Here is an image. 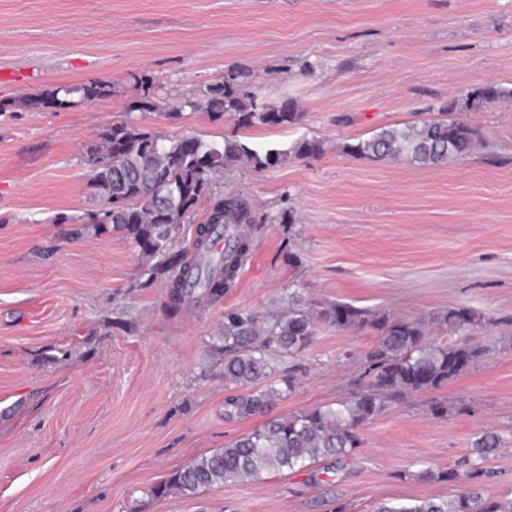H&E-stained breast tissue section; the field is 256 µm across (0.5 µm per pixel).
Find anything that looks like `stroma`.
<instances>
[{"mask_svg": "<svg viewBox=\"0 0 512 512\" xmlns=\"http://www.w3.org/2000/svg\"><path fill=\"white\" fill-rule=\"evenodd\" d=\"M238 80L290 126L238 127L183 111L130 112ZM93 79L109 96L65 110L27 109V93ZM493 83L508 97L459 105L481 137L442 167L375 162L345 144L437 115ZM133 119L169 138L235 137L286 149L323 140L319 157L256 171L236 165L211 195L235 193L269 221L254 231L237 279L217 300L169 306L164 280L122 234L73 237L101 209L80 163L104 126ZM294 224L276 223L280 212ZM441 324L467 306L488 321L470 343L485 355L435 392L389 404L361 431L358 453L301 471L161 492L174 472L264 420L346 399L377 336L321 324L301 353L276 360L295 391L265 413L226 418L244 394L217 352L224 314L275 312L289 289ZM448 414L430 412L433 400ZM504 446L476 481L483 499L512 498V0H0V512H373L382 502L445 498L423 479L468 454L483 431Z\"/></svg>", "mask_w": 512, "mask_h": 512, "instance_id": "35a3bbf8", "label": "stroma"}]
</instances>
